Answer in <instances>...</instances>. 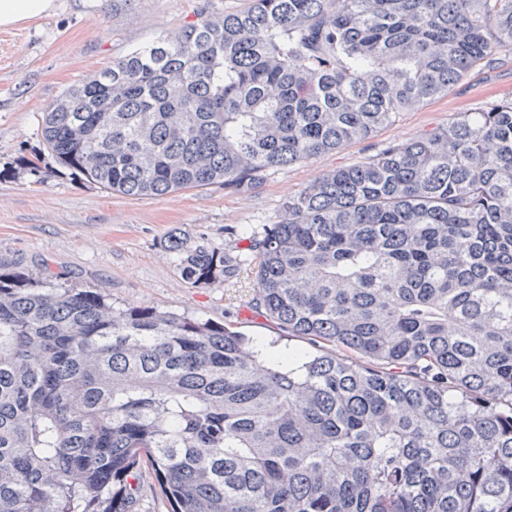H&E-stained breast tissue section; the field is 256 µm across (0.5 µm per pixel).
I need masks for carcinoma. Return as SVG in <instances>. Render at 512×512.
Segmentation results:
<instances>
[{"label": "carcinoma", "instance_id": "obj_1", "mask_svg": "<svg viewBox=\"0 0 512 512\" xmlns=\"http://www.w3.org/2000/svg\"><path fill=\"white\" fill-rule=\"evenodd\" d=\"M512 50V0L205 10L42 115L74 174L141 198L367 139ZM233 254L173 236L196 287L253 265L311 351L0 270V512H512V97L333 170ZM142 471L138 512H171L172 506L163 496L153 472L150 468H144Z\"/></svg>", "mask_w": 512, "mask_h": 512}]
</instances>
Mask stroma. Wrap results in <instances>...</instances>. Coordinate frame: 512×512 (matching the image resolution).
I'll list each match as a JSON object with an SVG mask.
<instances>
[{"label": "stroma", "instance_id": "obj_1", "mask_svg": "<svg viewBox=\"0 0 512 512\" xmlns=\"http://www.w3.org/2000/svg\"><path fill=\"white\" fill-rule=\"evenodd\" d=\"M50 15L0 29V263L32 277L43 268L73 288H94L120 307L149 306L232 324L257 342L305 348L254 303V275L243 266L231 283L197 287L182 278L169 236L230 252L251 230L277 223L288 198L332 170L360 164L390 143L417 139L456 113L512 96V50L471 73L445 96L409 107L371 138L274 171L244 194L213 184L164 196L131 198L71 174L41 137L43 112L74 84L113 59L177 31L197 7L221 15L250 0H55Z\"/></svg>", "mask_w": 512, "mask_h": 512}]
</instances>
